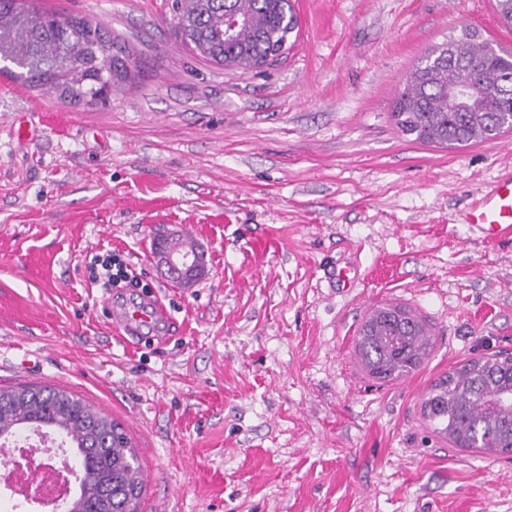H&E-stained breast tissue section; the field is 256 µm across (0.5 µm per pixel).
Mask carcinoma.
<instances>
[{"mask_svg": "<svg viewBox=\"0 0 512 512\" xmlns=\"http://www.w3.org/2000/svg\"><path fill=\"white\" fill-rule=\"evenodd\" d=\"M174 28L197 56L231 69L249 70V62L272 61L296 27L290 0H171ZM229 13L244 18L224 35ZM111 36L87 17L61 19L38 0H0V74L29 87L47 88L69 102L101 100L126 77ZM479 81L481 97L467 112L456 111L448 88ZM405 135L458 149L491 140L512 118V54L495 49L475 30L464 29L425 55L408 74L394 106ZM369 334L358 356L377 378L402 377L427 353L426 324L414 313L387 320L376 309L365 320ZM481 375L471 361L432 385L424 414L434 430L459 446L470 442L483 417L480 400L466 398ZM51 429L76 449L81 478L66 512H139L142 471L125 429L78 395L41 385L0 388V440L22 431ZM486 443L500 455L512 454V425L489 432Z\"/></svg>", "mask_w": 512, "mask_h": 512, "instance_id": "obj_1", "label": "carcinoma"}]
</instances>
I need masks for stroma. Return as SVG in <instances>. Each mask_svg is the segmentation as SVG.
Listing matches in <instances>:
<instances>
[{
    "label": "stroma",
    "instance_id": "35a3bbf8",
    "mask_svg": "<svg viewBox=\"0 0 512 512\" xmlns=\"http://www.w3.org/2000/svg\"><path fill=\"white\" fill-rule=\"evenodd\" d=\"M42 3L105 26L128 75L96 104L0 75V387L65 389L121 423L140 512H512V459L422 415L439 378L512 353V238L465 220L512 172V130L445 149L393 118L448 36L512 51L495 0H292L260 72L195 57L168 0ZM182 233L205 257L188 287L153 250ZM109 252L138 287L90 279ZM147 295L167 311L151 346L102 314ZM386 304L431 348L381 381L356 339Z\"/></svg>",
    "mask_w": 512,
    "mask_h": 512
}]
</instances>
